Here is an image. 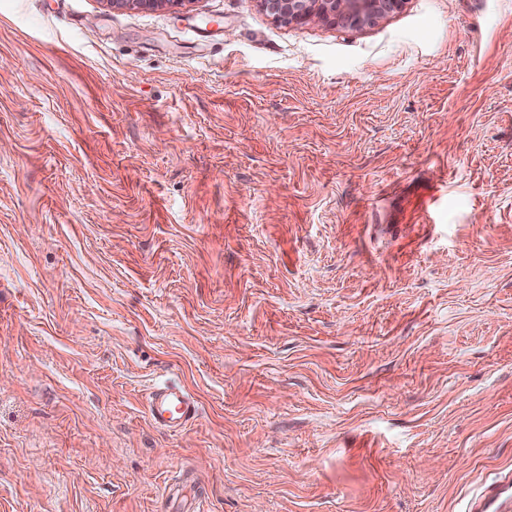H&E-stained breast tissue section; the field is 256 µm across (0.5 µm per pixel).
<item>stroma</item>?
I'll return each instance as SVG.
<instances>
[{
  "label": "stroma",
  "mask_w": 512,
  "mask_h": 512,
  "mask_svg": "<svg viewBox=\"0 0 512 512\" xmlns=\"http://www.w3.org/2000/svg\"><path fill=\"white\" fill-rule=\"evenodd\" d=\"M510 471L512 0H0V512H470ZM195 0H101L107 8H141L154 9L156 7H167L177 9L184 7L187 3ZM262 8L284 24L310 20L345 26L376 25L405 0H259ZM147 409L156 426L168 429L186 426L198 413V405L192 395L172 385L157 387L150 392Z\"/></svg>",
  "instance_id": "obj_1"
}]
</instances>
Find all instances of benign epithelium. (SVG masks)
Here are the masks:
<instances>
[{
    "label": "benign epithelium",
    "instance_id": "benign-epithelium-1",
    "mask_svg": "<svg viewBox=\"0 0 512 512\" xmlns=\"http://www.w3.org/2000/svg\"><path fill=\"white\" fill-rule=\"evenodd\" d=\"M107 8L177 9L194 0H101ZM262 8L284 24H303L310 20L345 26L376 25L405 0H259Z\"/></svg>",
    "mask_w": 512,
    "mask_h": 512
}]
</instances>
